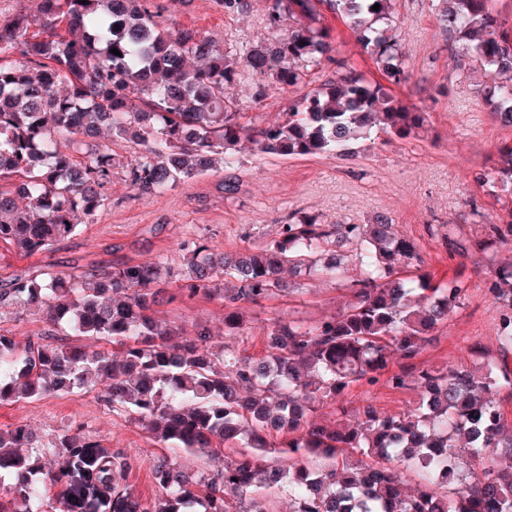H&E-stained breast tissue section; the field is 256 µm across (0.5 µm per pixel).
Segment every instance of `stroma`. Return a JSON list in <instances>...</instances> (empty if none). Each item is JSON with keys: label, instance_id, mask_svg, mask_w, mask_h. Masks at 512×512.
Here are the masks:
<instances>
[{"label": "stroma", "instance_id": "1", "mask_svg": "<svg viewBox=\"0 0 512 512\" xmlns=\"http://www.w3.org/2000/svg\"><path fill=\"white\" fill-rule=\"evenodd\" d=\"M160 24L168 29L194 28L242 54L260 41L276 38L264 21V0H254L245 15H225L216 0H156ZM395 23L405 43L408 79L387 90L403 104L429 113L425 130L406 140L384 133L355 144L345 157L327 155L277 158L242 152L237 194L224 193L223 171L182 181L162 194H145L126 177L128 164L144 148L115 140L112 186L106 206L77 235L51 252L23 257L0 244V280L51 264L81 273L91 266L140 263L164 258L177 277H184V246L205 240L216 253L253 247L272 238L292 212L303 210L327 224H366L376 213L388 215L397 231L414 241L433 283L457 278L468 289L459 308L437 329L435 339L418 356L422 365L454 366L479 352L499 359L500 308L488 291L495 264L505 252L454 253L449 237L473 236L477 224L512 220V192L490 178L504 146H512V127L499 124L480 89L486 74L475 59L451 54L446 33L436 23L432 0H395ZM322 20L330 32L334 56L347 59L370 83L383 77L354 34L329 9ZM333 65H323L309 84L289 90L275 83L256 89L253 81L227 87L242 102L248 121L266 125L283 120L288 109L309 89L330 79ZM350 298L346 282L327 277L295 281L289 293L244 307L246 336L229 339L242 353L262 355L264 333L278 320L321 321ZM159 319L182 326L193 337L197 325L224 334V305L202 296L178 298L157 308ZM414 395L385 383L350 388V407L373 402L384 411L406 409ZM26 425L45 438L80 425L101 444L124 449L136 460L130 483L143 498L156 494L149 468L160 448L127 417L113 413L96 392L77 391L0 405V428Z\"/></svg>", "mask_w": 512, "mask_h": 512}]
</instances>
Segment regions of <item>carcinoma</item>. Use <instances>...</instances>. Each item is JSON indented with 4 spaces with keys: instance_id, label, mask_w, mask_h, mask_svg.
<instances>
[{
    "instance_id": "obj_1",
    "label": "carcinoma",
    "mask_w": 512,
    "mask_h": 512,
    "mask_svg": "<svg viewBox=\"0 0 512 512\" xmlns=\"http://www.w3.org/2000/svg\"><path fill=\"white\" fill-rule=\"evenodd\" d=\"M440 2L438 25L489 68L481 96L512 126V25L492 0ZM319 4L341 18L389 82L406 80L405 47L385 28L394 0H266L268 28H279L285 12L308 23L238 58L195 29L160 26L154 0H38L35 16L0 20V243L26 257L43 254L76 235L79 217L98 215L114 163L109 146L95 141L102 127L144 146L126 173L150 193L209 172L216 156L228 172L225 192L235 193L232 171L245 141L270 157L345 156L374 129L417 136L427 113L332 56L329 31L317 25ZM324 61L336 65L335 78L277 123L243 124L244 108L224 94L249 78L298 87ZM492 178L512 191V148ZM511 247V223L482 224L477 239L458 244L464 253ZM187 250L177 293L220 298L226 336L245 335L242 304L286 292L285 269L296 278L337 277L352 252L363 276L350 281L351 299L338 313L310 325L273 323L260 358L214 340L203 325L193 339L171 343L177 328L153 314L171 278L160 258L78 275L47 266L1 282L0 308L40 307L51 330L24 342L0 333V404L97 389L155 442L199 454L206 466L187 471L156 456L158 492L148 500L129 485L134 459L125 450L81 426L46 445L19 425L0 431V512H230V496L235 512H272L283 491L294 512H512V422L495 398L512 397V261L497 266L489 286L502 308L499 361L448 368L414 359L467 284H433L415 243L384 215L372 224H323L299 211L272 239L233 257L202 240ZM410 268L416 278L399 277ZM71 335L112 349L89 350L66 341ZM395 354L404 361L396 372ZM384 374L391 388L416 394L414 405L348 407L351 386ZM268 455L276 463H262ZM473 464L484 466L476 484L465 477ZM411 472L423 482L406 494ZM444 486L452 495L439 492Z\"/></svg>"
}]
</instances>
